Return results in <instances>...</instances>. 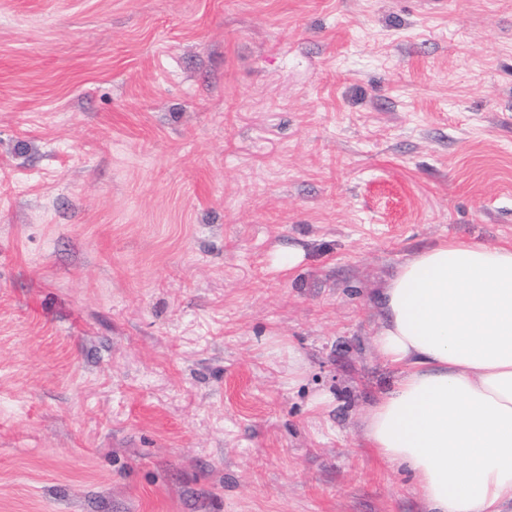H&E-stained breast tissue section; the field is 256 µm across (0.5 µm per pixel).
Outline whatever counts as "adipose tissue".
I'll return each mask as SVG.
<instances>
[{
	"instance_id": "adipose-tissue-1",
	"label": "adipose tissue",
	"mask_w": 512,
	"mask_h": 512,
	"mask_svg": "<svg viewBox=\"0 0 512 512\" xmlns=\"http://www.w3.org/2000/svg\"><path fill=\"white\" fill-rule=\"evenodd\" d=\"M379 306L374 343L396 380L365 438L410 470L425 512H512V245L420 252Z\"/></svg>"
}]
</instances>
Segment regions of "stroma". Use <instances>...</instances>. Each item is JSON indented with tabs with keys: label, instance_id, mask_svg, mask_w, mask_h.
<instances>
[{
	"label": "stroma",
	"instance_id": "obj_1",
	"mask_svg": "<svg viewBox=\"0 0 512 512\" xmlns=\"http://www.w3.org/2000/svg\"><path fill=\"white\" fill-rule=\"evenodd\" d=\"M449 240L512 243V0H0V512H424L363 419Z\"/></svg>",
	"mask_w": 512,
	"mask_h": 512
}]
</instances>
